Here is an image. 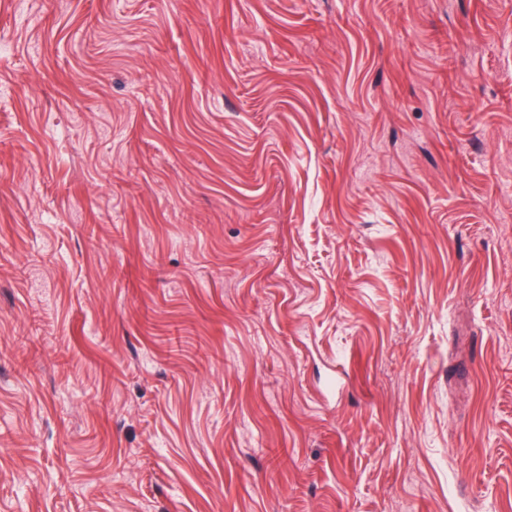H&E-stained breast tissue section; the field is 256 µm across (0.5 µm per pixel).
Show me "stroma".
<instances>
[{
	"label": "stroma",
	"mask_w": 512,
	"mask_h": 512,
	"mask_svg": "<svg viewBox=\"0 0 512 512\" xmlns=\"http://www.w3.org/2000/svg\"><path fill=\"white\" fill-rule=\"evenodd\" d=\"M0 512H512V0H0Z\"/></svg>",
	"instance_id": "35a3bbf8"
}]
</instances>
